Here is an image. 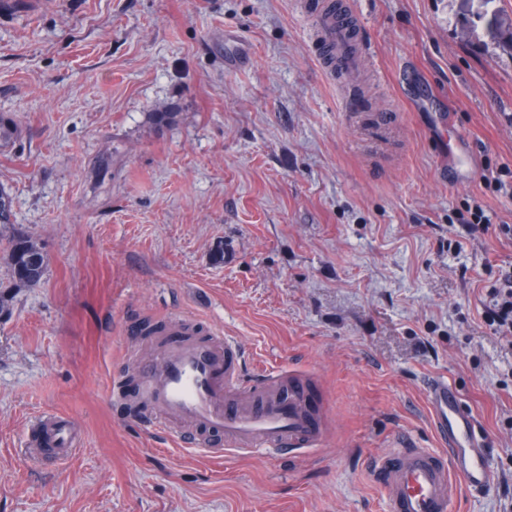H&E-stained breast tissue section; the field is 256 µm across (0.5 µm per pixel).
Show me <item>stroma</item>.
<instances>
[{"mask_svg": "<svg viewBox=\"0 0 512 512\" xmlns=\"http://www.w3.org/2000/svg\"><path fill=\"white\" fill-rule=\"evenodd\" d=\"M310 2L0 9V115L18 132L0 185L13 232L49 257L40 286L13 290L0 239V512H386L368 463L400 434L438 447L436 377L495 475L460 512H512V339L483 318L512 242L448 246L465 199L512 224L486 186L512 167V0H342L370 48L344 76L315 53ZM228 29L241 63L224 62ZM176 315L236 337L246 378L311 375L324 446L189 457L145 428L112 387L159 351L145 323ZM48 412L79 434L61 463L30 442Z\"/></svg>", "mask_w": 512, "mask_h": 512, "instance_id": "35a3bbf8", "label": "stroma"}]
</instances>
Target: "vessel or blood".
Wrapping results in <instances>:
<instances>
[{"instance_id": "b4317fda", "label": "vessel or blood", "mask_w": 512, "mask_h": 512, "mask_svg": "<svg viewBox=\"0 0 512 512\" xmlns=\"http://www.w3.org/2000/svg\"><path fill=\"white\" fill-rule=\"evenodd\" d=\"M318 49L332 72L352 69L369 52L367 46H354L348 28L330 13L322 16ZM244 359V349L218 333L167 345L152 365L137 369L136 398L149 415L148 425L165 430L178 447L205 455L212 452L210 444L185 442L181 425L223 436L228 453L278 456L321 447L325 436L307 398L306 380L281 371L246 382ZM426 392L443 448H423L400 435L374 461L372 476L386 494L388 512H452L461 488L480 491L494 480L477 420L464 408L460 390L437 378ZM40 424L53 460H67L78 443L70 419L50 412Z\"/></svg>"}]
</instances>
